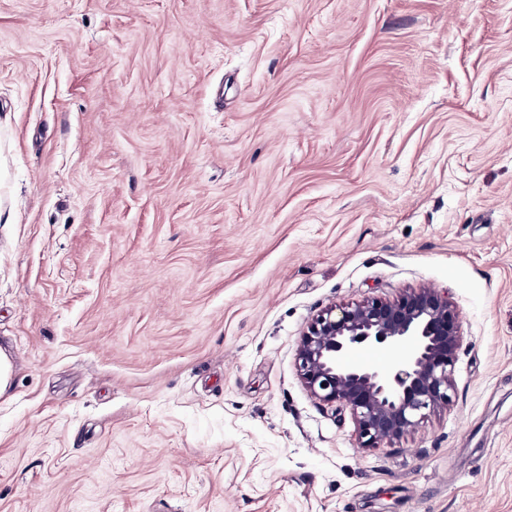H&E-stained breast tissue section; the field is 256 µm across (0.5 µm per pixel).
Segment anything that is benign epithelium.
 <instances>
[{"label": "benign epithelium", "instance_id": "benign-epithelium-1", "mask_svg": "<svg viewBox=\"0 0 512 512\" xmlns=\"http://www.w3.org/2000/svg\"><path fill=\"white\" fill-rule=\"evenodd\" d=\"M461 339L448 298L420 288L326 309L300 340L298 370L315 397L351 410L360 447L377 448L448 405ZM359 350L392 359L382 368L345 361Z\"/></svg>", "mask_w": 512, "mask_h": 512}]
</instances>
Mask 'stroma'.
Masks as SVG:
<instances>
[{
    "label": "stroma",
    "instance_id": "1",
    "mask_svg": "<svg viewBox=\"0 0 512 512\" xmlns=\"http://www.w3.org/2000/svg\"><path fill=\"white\" fill-rule=\"evenodd\" d=\"M0 512H512V0H0ZM457 311L378 448L325 309ZM461 339L448 297L420 288L326 309L300 340L298 370L316 398L351 410L360 447L378 448L448 406ZM359 350L393 358L382 368L345 361Z\"/></svg>",
    "mask_w": 512,
    "mask_h": 512
}]
</instances>
